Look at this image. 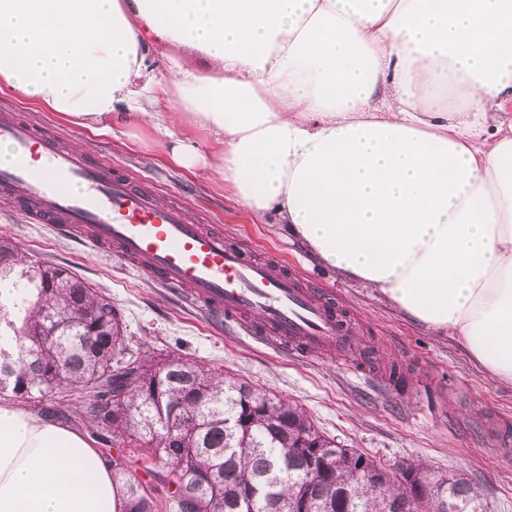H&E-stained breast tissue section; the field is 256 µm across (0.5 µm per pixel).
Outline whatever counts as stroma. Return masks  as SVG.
Listing matches in <instances>:
<instances>
[{
	"label": "stroma",
	"mask_w": 512,
	"mask_h": 512,
	"mask_svg": "<svg viewBox=\"0 0 512 512\" xmlns=\"http://www.w3.org/2000/svg\"><path fill=\"white\" fill-rule=\"evenodd\" d=\"M1 110L19 113L45 134L121 166L161 200L182 203L188 220L222 225L232 244L247 254L287 264L301 279L335 296L354 328L353 342L340 351L309 361L284 355L206 319L185 305L180 293L150 283L109 250L92 251L58 238L44 225L23 223L11 206L0 204V236L109 293L131 348L147 344L178 351L249 379L297 401L326 435L387 468L419 460L462 473L481 491L485 512H512V466L505 464L512 455V436L499 450L487 446L488 437L499 430V415H512V385L490 378L455 338L431 333L372 289L339 277L288 239L281 225L235 206L230 189L207 170L174 165L150 117L122 113L113 118L110 133L94 134L9 92H0ZM365 351L379 362L368 383L347 370ZM393 363L406 378L396 393L383 383L385 368Z\"/></svg>",
	"instance_id": "35a3bbf8"
}]
</instances>
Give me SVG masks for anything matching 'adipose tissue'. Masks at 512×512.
<instances>
[{"mask_svg":"<svg viewBox=\"0 0 512 512\" xmlns=\"http://www.w3.org/2000/svg\"><path fill=\"white\" fill-rule=\"evenodd\" d=\"M2 89L91 131L153 115L177 165L512 384V0H0ZM122 508L88 438L0 399V512Z\"/></svg>","mask_w":512,"mask_h":512,"instance_id":"ef3b65f1","label":"adipose tissue"}]
</instances>
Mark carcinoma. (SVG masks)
I'll return each mask as SVG.
<instances>
[{
	"label": "carcinoma",
	"mask_w": 512,
	"mask_h": 512,
	"mask_svg": "<svg viewBox=\"0 0 512 512\" xmlns=\"http://www.w3.org/2000/svg\"><path fill=\"white\" fill-rule=\"evenodd\" d=\"M19 288L23 340L0 365V393L10 392L53 419L80 420L102 447L123 489V512H158L127 458L174 486V512H484L479 488L462 474L413 461L391 471L336 443L305 409L231 373L176 352H130L112 298L68 268L27 258L0 237V279ZM179 436V445L170 440ZM117 455H112V450ZM323 458L330 470L310 469ZM379 480L367 494L360 465Z\"/></svg>",
	"instance_id": "1"
}]
</instances>
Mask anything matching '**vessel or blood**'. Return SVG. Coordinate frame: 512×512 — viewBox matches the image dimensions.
Returning a JSON list of instances; mask_svg holds the SVG:
<instances>
[{"label":"vessel or blood","instance_id":"obj_1","mask_svg":"<svg viewBox=\"0 0 512 512\" xmlns=\"http://www.w3.org/2000/svg\"><path fill=\"white\" fill-rule=\"evenodd\" d=\"M0 143L13 151L0 166V200L14 202L26 223L114 250L153 283L273 349L310 358L349 341L331 299L277 262L248 257L223 231L183 219L111 163L51 141L12 113L0 115Z\"/></svg>","mask_w":512,"mask_h":512}]
</instances>
